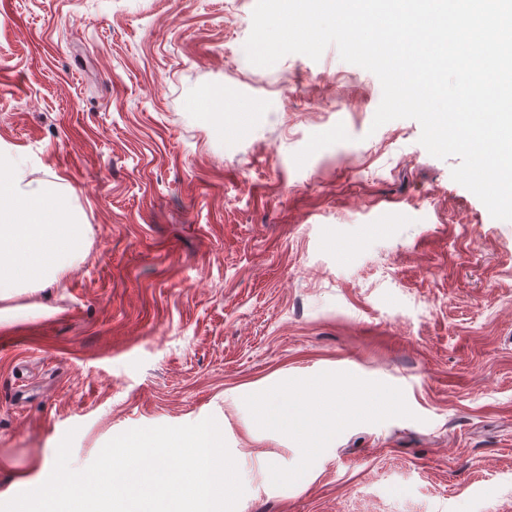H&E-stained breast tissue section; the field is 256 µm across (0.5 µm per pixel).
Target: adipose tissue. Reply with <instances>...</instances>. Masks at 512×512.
<instances>
[{
  "label": "adipose tissue",
  "instance_id": "obj_1",
  "mask_svg": "<svg viewBox=\"0 0 512 512\" xmlns=\"http://www.w3.org/2000/svg\"><path fill=\"white\" fill-rule=\"evenodd\" d=\"M84 225L67 214L63 198L25 179L19 155L0 149V320L16 316L13 302L48 278L61 279L83 250ZM258 427H274L298 449L297 469L309 467L310 451L335 433L326 406L304 398L281 404L255 403Z\"/></svg>",
  "mask_w": 512,
  "mask_h": 512
}]
</instances>
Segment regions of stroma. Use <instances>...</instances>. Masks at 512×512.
<instances>
[{
	"label": "stroma",
	"mask_w": 512,
	"mask_h": 512,
	"mask_svg": "<svg viewBox=\"0 0 512 512\" xmlns=\"http://www.w3.org/2000/svg\"><path fill=\"white\" fill-rule=\"evenodd\" d=\"M256 0H0V143L87 226L0 323V503L137 427L224 422L236 512H512V221L328 46L252 64ZM228 109H204L213 89ZM390 411L295 449L245 401Z\"/></svg>",
	"instance_id": "1"
}]
</instances>
